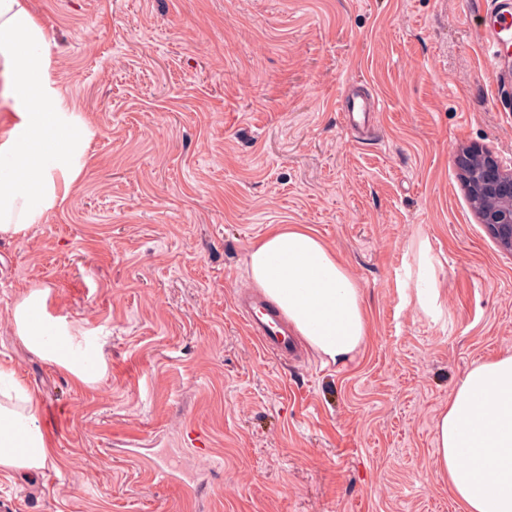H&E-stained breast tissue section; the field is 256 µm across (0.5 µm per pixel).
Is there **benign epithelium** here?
<instances>
[{"instance_id": "7a95c632", "label": "benign epithelium", "mask_w": 512, "mask_h": 512, "mask_svg": "<svg viewBox=\"0 0 512 512\" xmlns=\"http://www.w3.org/2000/svg\"><path fill=\"white\" fill-rule=\"evenodd\" d=\"M461 178L480 221L504 250L512 253V170L489 150L458 156Z\"/></svg>"}]
</instances>
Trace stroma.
<instances>
[{"label": "stroma", "mask_w": 512, "mask_h": 512, "mask_svg": "<svg viewBox=\"0 0 512 512\" xmlns=\"http://www.w3.org/2000/svg\"><path fill=\"white\" fill-rule=\"evenodd\" d=\"M27 6L92 137L62 206L0 238V365L55 440L43 474L0 475V512H459L436 422L472 366L512 354V253L457 166L474 147L512 168L485 0ZM351 96L380 100L376 122L348 125ZM275 224L312 228L361 285L370 333L346 364L263 351L238 315ZM421 237L436 316L402 288ZM34 286L105 337L98 384L15 339Z\"/></svg>", "instance_id": "stroma-1"}]
</instances>
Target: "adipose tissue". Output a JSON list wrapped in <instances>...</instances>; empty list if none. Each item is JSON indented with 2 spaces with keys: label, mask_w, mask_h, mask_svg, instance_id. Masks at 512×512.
Here are the masks:
<instances>
[{
  "label": "adipose tissue",
  "mask_w": 512,
  "mask_h": 512,
  "mask_svg": "<svg viewBox=\"0 0 512 512\" xmlns=\"http://www.w3.org/2000/svg\"><path fill=\"white\" fill-rule=\"evenodd\" d=\"M44 28L24 0H0V95L13 98L0 124V238H21L61 205L83 171L91 133L60 111L49 72ZM247 268L253 285L279 308L307 346L343 364L369 334L359 284L309 228L278 224L254 244ZM49 289L17 298V340L74 382L103 379L101 337L47 311ZM437 465L462 512H512V355L473 366L436 423ZM54 462L42 425V403L0 366V473L35 477Z\"/></svg>",
  "instance_id": "adipose-tissue-1"
}]
</instances>
